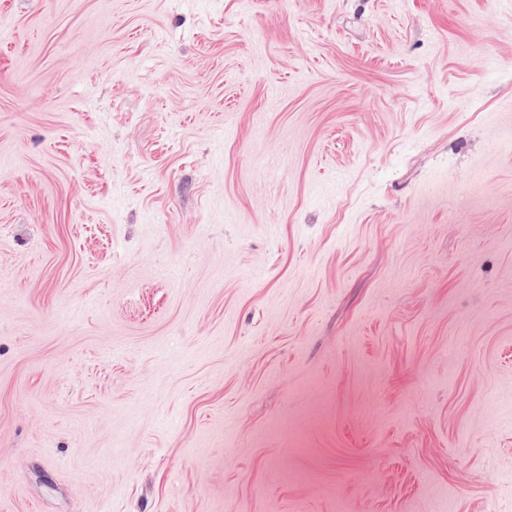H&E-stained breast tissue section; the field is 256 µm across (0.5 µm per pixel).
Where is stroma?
<instances>
[{"label":"stroma","mask_w":512,"mask_h":512,"mask_svg":"<svg viewBox=\"0 0 512 512\" xmlns=\"http://www.w3.org/2000/svg\"><path fill=\"white\" fill-rule=\"evenodd\" d=\"M0 512H512V0H0Z\"/></svg>","instance_id":"stroma-1"}]
</instances>
